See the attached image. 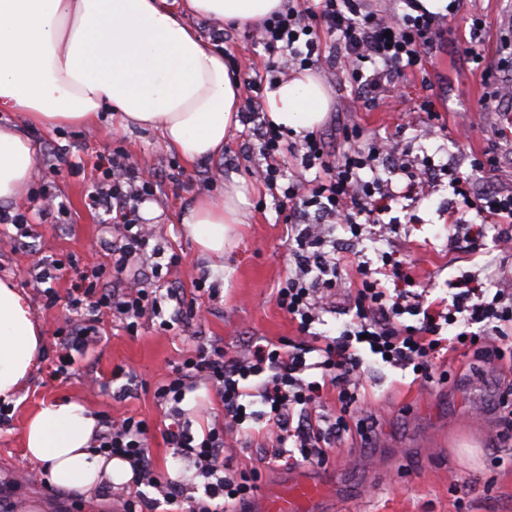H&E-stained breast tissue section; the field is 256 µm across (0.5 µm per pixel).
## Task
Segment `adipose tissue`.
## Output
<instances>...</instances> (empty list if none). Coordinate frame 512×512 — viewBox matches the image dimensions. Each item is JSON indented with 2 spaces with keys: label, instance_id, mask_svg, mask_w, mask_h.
Masks as SVG:
<instances>
[{
  "label": "adipose tissue",
  "instance_id": "ef3b65f1",
  "mask_svg": "<svg viewBox=\"0 0 512 512\" xmlns=\"http://www.w3.org/2000/svg\"><path fill=\"white\" fill-rule=\"evenodd\" d=\"M286 0H0V109L23 125L0 124V202L20 200L38 175L27 128L92 123L102 107L122 128L156 130L186 163L214 158L239 128L240 81L224 55L186 24L200 18L253 24ZM331 101L309 72L267 91L270 122L311 131ZM245 195L199 198L181 224L207 258H224L228 227L244 223ZM42 349L32 312L0 280V399L21 391ZM98 419L81 404L49 401L29 420L25 451L48 482L85 497L132 477L128 463L96 453Z\"/></svg>",
  "mask_w": 512,
  "mask_h": 512
}]
</instances>
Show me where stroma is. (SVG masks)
<instances>
[{
  "label": "stroma",
  "mask_w": 512,
  "mask_h": 512,
  "mask_svg": "<svg viewBox=\"0 0 512 512\" xmlns=\"http://www.w3.org/2000/svg\"><path fill=\"white\" fill-rule=\"evenodd\" d=\"M512 12V0H461L446 33L432 48L422 69L394 80L389 100L365 98L358 111L349 102L354 87L344 69L324 76L330 110L320 130L354 126L359 131L353 148H367L376 138L392 136L414 164L434 163L431 182L423 193L394 204L384 214L389 231L369 226L361 236L336 229V245L370 269L382 267L393 255L412 267L428 284L432 297L448 296V283L462 273L478 277L512 271V254L495 243L498 226L486 224L478 252L467 246L464 229L448 221L453 198L450 175L472 174L475 188L512 186V141L500 127L476 118L481 98L501 94L502 77L512 70V43L498 26ZM483 28H475V18ZM190 23L209 44L221 50L240 80L264 71L267 55L257 43L258 31L215 19L191 18ZM436 121V134L426 125ZM472 125L469 137L458 134ZM40 159L39 174L23 204L31 235L25 245L0 241V279L9 278L25 298L42 331V352L28 387L0 415V485L7 490L10 512L36 503L38 512H123L121 488L111 497L88 501L48 484L30 482L37 465L23 448L25 424L43 401L73 399L98 416L123 414L143 419L154 429L152 458L161 473L193 477L188 495L202 497V479L167 443L168 423L154 392L161 378L199 344L223 346L227 358L246 356L251 339L274 342L294 337L296 330L273 297L292 266L288 226L278 215L268 187L256 182L251 171L264 159L257 131L242 124L224 146V154L186 164L169 151L158 133L138 128L121 129L106 120L93 126H60L52 131L29 129ZM494 150V168L473 172L474 158ZM120 155L133 167H148L155 174L150 203L160 215L147 219L149 247L130 258L127 272L152 278L154 250L178 255L177 264L163 269L183 309V323L169 331L157 324L139 326L128 334L112 314L100 315L96 342L79 355L68 374L52 377L58 361L57 334L63 326L62 308L44 305L43 284L37 283L38 264L76 258L79 267L110 266L113 247L111 220L92 208L89 195L107 160ZM237 184L246 194L248 223L232 225L224 247V263L212 267L199 252L178 217L202 195L219 196ZM63 200V212L45 211L42 191ZM205 280L207 293L195 289ZM124 366L135 378L130 395L122 400L111 390L89 387V375L109 382L114 367ZM358 406L375 417L367 437L352 434L328 451L319 466L295 463L286 467L266 464L277 445L269 429L247 440L225 457L232 470L253 469L260 485H273L283 473L318 469L334 477L338 496L332 512H512V422L499 403L512 394V364L470 351L435 361L434 378L425 387L411 386V371L375 362L364 356Z\"/></svg>",
  "instance_id": "stroma-1"
}]
</instances>
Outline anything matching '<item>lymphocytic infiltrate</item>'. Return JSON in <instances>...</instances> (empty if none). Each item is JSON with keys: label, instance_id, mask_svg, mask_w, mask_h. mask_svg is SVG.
<instances>
[{"label": "lymphocytic infiltrate", "instance_id": "lymphocytic-infiltrate-1", "mask_svg": "<svg viewBox=\"0 0 512 512\" xmlns=\"http://www.w3.org/2000/svg\"><path fill=\"white\" fill-rule=\"evenodd\" d=\"M407 4L410 14L396 20L379 14L369 0H318L312 10L292 5L274 12L260 26L259 42L268 56L266 73L283 68L330 70V61L319 47L324 35L339 49L356 91L380 95L390 75L422 66L434 38L445 29L446 15L428 12L419 0H407ZM266 73L250 77L249 86L260 87ZM259 143L266 167L256 178L276 190L286 221L295 230L296 269L278 288L276 301L296 323L297 337L285 346L253 345L243 361L225 359L220 347L198 346L157 387L155 396L173 419L167 440L203 477L204 499L184 504L179 482L156 473L147 421L129 416L107 421L105 431L96 438L97 448L131 468L126 512H156L162 503L171 506L172 512H228L231 504H244L257 489L258 475L253 470L225 471L224 452L238 440L254 436L261 424L279 433L277 460L298 457L324 462L328 447L353 429L348 416L359 400L357 374L363 352L389 361L392 367L412 370L418 386L429 381L432 363L445 348L457 352L473 347L498 360H512V347L505 344L512 335V274L491 280L484 290L476 288L473 275L465 274L455 280L451 298L432 300L418 290L411 269L387 259L379 278L359 268L350 290L355 312L339 336L314 331L321 314L335 307L341 274L349 264L345 255L326 250L329 227L340 224L358 235L364 224L381 223L388 194L381 178L368 180L363 173L375 169L382 156L398 151L399 145L386 137L366 149L348 148L335 155L322 134L311 132L292 142L282 127L269 122L262 127ZM290 156L299 160L302 170H315V178H285L284 165ZM451 184L453 215L473 211L482 218L494 217L501 225L498 245L501 251L511 252L512 191L495 187L475 191L471 177L460 173L453 175ZM151 190L148 175L115 156L108 159L90 195L92 207L112 213V224L121 234V245L112 251L115 273H123L130 257L149 244L136 205ZM312 209L321 214L322 223H305ZM106 272L98 267L76 271L66 296L45 289L46 306L62 303L74 311L89 305L96 313L106 311L124 319L132 334L145 318L159 320L161 329H173L176 315L165 312L163 304L173 299L174 288L158 280L133 281L109 291L102 285ZM386 276L399 279L404 294L391 297L382 282ZM454 324L462 325L464 333L450 342L442 332ZM201 383L215 390L224 418L197 436L182 423L181 404ZM328 388L336 392L335 416L295 418L296 408L316 405ZM254 397L260 403L256 410L250 404ZM147 486L156 490V497L144 494Z\"/></svg>", "mask_w": 512, "mask_h": 512}]
</instances>
